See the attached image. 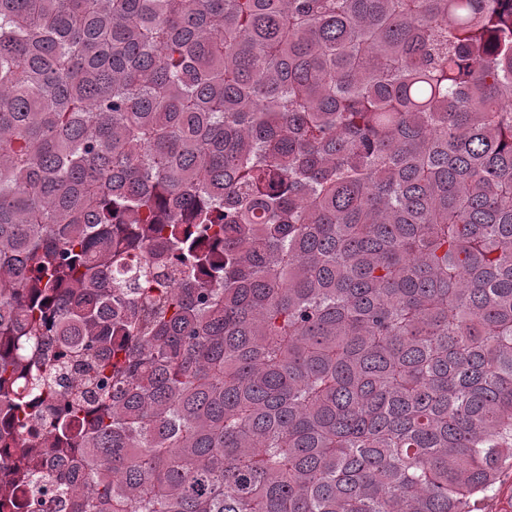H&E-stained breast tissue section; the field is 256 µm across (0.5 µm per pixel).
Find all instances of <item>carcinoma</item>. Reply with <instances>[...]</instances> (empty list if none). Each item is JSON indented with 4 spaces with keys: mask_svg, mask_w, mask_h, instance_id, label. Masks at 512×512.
<instances>
[{
    "mask_svg": "<svg viewBox=\"0 0 512 512\" xmlns=\"http://www.w3.org/2000/svg\"><path fill=\"white\" fill-rule=\"evenodd\" d=\"M26 512H481L512 470V0H0Z\"/></svg>",
    "mask_w": 512,
    "mask_h": 512,
    "instance_id": "obj_1",
    "label": "carcinoma"
}]
</instances>
